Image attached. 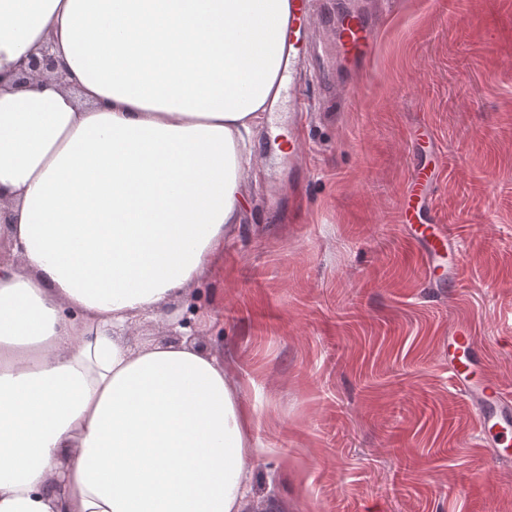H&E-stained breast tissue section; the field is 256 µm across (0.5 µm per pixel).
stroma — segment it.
<instances>
[{
    "label": "stroma",
    "instance_id": "1",
    "mask_svg": "<svg viewBox=\"0 0 512 512\" xmlns=\"http://www.w3.org/2000/svg\"><path fill=\"white\" fill-rule=\"evenodd\" d=\"M316 103L302 163L254 139L241 221L185 300L132 338L176 340L172 322L223 357L260 414L253 500L288 512H512V447H481L448 373V333L469 323L479 375L512 389V0H395L370 73L330 109ZM430 211L459 236L458 291L425 285L397 218L425 159Z\"/></svg>",
    "mask_w": 512,
    "mask_h": 512
}]
</instances>
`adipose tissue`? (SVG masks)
Instances as JSON below:
<instances>
[{"label":"adipose tissue","instance_id":"ef3b65f1","mask_svg":"<svg viewBox=\"0 0 512 512\" xmlns=\"http://www.w3.org/2000/svg\"><path fill=\"white\" fill-rule=\"evenodd\" d=\"M289 0H0V512H246L223 359L135 343L224 253ZM51 44L62 78L17 86Z\"/></svg>","mask_w":512,"mask_h":512}]
</instances>
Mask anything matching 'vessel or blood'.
<instances>
[{
  "instance_id": "obj_1",
  "label": "vessel or blood",
  "mask_w": 512,
  "mask_h": 512,
  "mask_svg": "<svg viewBox=\"0 0 512 512\" xmlns=\"http://www.w3.org/2000/svg\"><path fill=\"white\" fill-rule=\"evenodd\" d=\"M319 0H291L287 25L278 27L277 37L283 44L281 79L288 83L293 100L292 121L301 125L311 110L307 97L300 92L302 68L314 53L309 32L319 16ZM376 47V22L364 12L347 8L339 12L333 26L332 50L339 65L359 68L372 56ZM434 181L433 170L415 172L399 207V221L412 225L416 238L423 246L430 276L447 278L449 287L462 281L460 243L447 226L420 224L416 218L421 204ZM452 356L448 371L454 388L471 405L476 436L483 447L512 446V392L496 380L482 377L472 381L471 369L477 362L476 336L467 325L460 324L451 331Z\"/></svg>"
}]
</instances>
